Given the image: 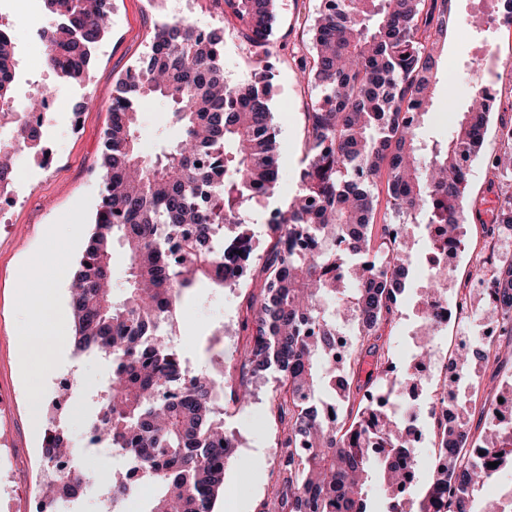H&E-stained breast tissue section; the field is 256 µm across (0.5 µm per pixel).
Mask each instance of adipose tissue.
I'll list each match as a JSON object with an SVG mask.
<instances>
[{
    "instance_id": "1",
    "label": "adipose tissue",
    "mask_w": 512,
    "mask_h": 512,
    "mask_svg": "<svg viewBox=\"0 0 512 512\" xmlns=\"http://www.w3.org/2000/svg\"><path fill=\"white\" fill-rule=\"evenodd\" d=\"M21 288L32 306V316L40 320V328L20 336L17 350L25 365L39 361L50 350L64 348L68 336L65 313L57 306L51 286L41 274L23 276Z\"/></svg>"
}]
</instances>
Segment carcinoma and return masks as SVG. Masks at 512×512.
Listing matches in <instances>:
<instances>
[{
  "label": "carcinoma",
  "mask_w": 512,
  "mask_h": 512,
  "mask_svg": "<svg viewBox=\"0 0 512 512\" xmlns=\"http://www.w3.org/2000/svg\"><path fill=\"white\" fill-rule=\"evenodd\" d=\"M240 22L253 54L273 55L275 0H213ZM450 0H322L310 61L302 72L319 89L308 113V164L296 194L267 219L263 252L249 232L244 204L274 194L279 179L277 130L266 77L251 84L224 80V39L197 35L187 22L154 27L149 54L118 81L104 131V190L87 243L73 265V339L80 352L110 350L112 380L97 424L111 450L131 458L139 482L155 489L144 512H214L230 463L224 438V382L192 370L166 339L182 297L202 279L231 286L262 262L259 293L250 297L241 331L242 368L274 380L270 403L282 425L278 479L262 512H473L480 488L512 468V422L496 421L493 406L476 408L491 349L480 338L457 352V380L471 393L453 423L436 421L448 463L433 470L419 499L402 498L410 475L395 464L409 450L414 428L398 423L376 387L356 413L348 373L336 374L338 316L369 342L384 347L383 325L408 287L413 234L393 238L392 225L439 224L460 247L466 205L465 161L476 154L495 103L482 84L446 139L424 140L421 128L437 84L440 36L453 22ZM56 18L48 66L80 82L108 33L112 0H44ZM17 58L0 24V121L17 137L0 143V158L43 148L42 97H13ZM167 104L175 138L147 154L140 146L139 112L151 99ZM512 174V147L486 163L489 183ZM387 177L391 219L369 247L374 197ZM512 232V194L501 203L495 235ZM130 260L122 298L112 296L115 245ZM495 297L477 318L503 319L512 337V263L490 274ZM244 380L229 403L243 407ZM489 424L475 433L472 417ZM63 434L48 430L42 457H64ZM496 462L484 467L482 460ZM111 479V475H106ZM84 484L61 478L44 486L68 500ZM385 496L370 507L369 486Z\"/></svg>",
  "instance_id": "cac0c4a2"
}]
</instances>
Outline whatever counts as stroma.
Instances as JSON below:
<instances>
[{"instance_id":"1","label":"stroma","mask_w":512,"mask_h":512,"mask_svg":"<svg viewBox=\"0 0 512 512\" xmlns=\"http://www.w3.org/2000/svg\"><path fill=\"white\" fill-rule=\"evenodd\" d=\"M167 7L149 6L148 0H112L110 34L96 47L87 77L76 84L59 79L48 68L41 48L31 34L48 23L44 0H21L10 14L0 17L12 35L19 60L17 99L29 96L35 86L49 88L55 108L46 112L49 147L54 154L50 168L31 163L19 155L13 202H0V399L9 412L0 428V445L10 464L0 467V500L11 504L10 512H35L40 492L39 469L44 433L33 430V421L47 423L49 405L58 397L61 380L77 381L80 395L74 418L63 429L73 447L84 444L86 428L97 419L102 396L111 375L108 359L78 352L74 344L49 352L29 372H22L15 353L17 336L30 321L28 307L16 280L30 260L42 263L46 277L56 283V298L69 307L65 288L73 262L83 251L89 226L100 205L104 189L100 162L103 133L110 121L108 107L117 80L150 50V35L156 25L172 20L178 13L176 0ZM321 0H277L276 54L270 58L272 74L271 107L278 129L281 180L275 194L247 205L251 230L257 242H266V221L271 209L286 206L297 190V179L307 164L305 148L308 114L319 97L318 90L301 78V57L307 55L310 36L319 16ZM193 25L224 31V77L232 84L254 80L262 65L253 56L233 25L224 19L214 0H197L191 15ZM469 41L474 52H482L487 41L512 42V28L492 25L491 29L470 28L466 33L449 31L440 53L439 83L432 111L421 133L424 138L449 136L458 113L466 111L471 91V60L461 56V41ZM80 110V130L71 132L73 110ZM493 134H486L480 158L469 168L468 203L479 212L466 226L464 247L452 263L449 289H456L470 275L467 264L472 254L483 251L486 229L493 222L499 196L512 193V179L489 184L483 157L498 154ZM261 279L253 268L248 279L236 286L214 288L199 283L181 301L169 340L190 366L207 370L215 359H223L232 374L241 371V356L247 342L239 328L249 296ZM418 298L407 293L400 301L399 314L386 326L387 356L396 368L412 361L420 339L413 322ZM270 376L250 378V402L225 414L224 426L240 442L224 478V493L217 507L224 512L235 504L236 512H262L278 476L277 443L282 426L269 403Z\"/></svg>"}]
</instances>
